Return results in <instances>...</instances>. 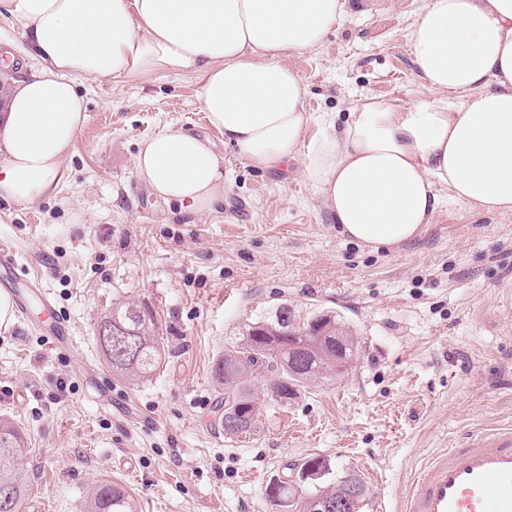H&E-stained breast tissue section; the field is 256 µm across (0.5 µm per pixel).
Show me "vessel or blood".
<instances>
[{"label":"vessel or blood","mask_w":512,"mask_h":512,"mask_svg":"<svg viewBox=\"0 0 512 512\" xmlns=\"http://www.w3.org/2000/svg\"><path fill=\"white\" fill-rule=\"evenodd\" d=\"M0 270L12 282L6 293L16 316L28 317L30 304L38 303L56 347L72 348L71 329L56 316L47 291L19 270L14 249L2 242ZM402 512H512V427L473 432L461 447L435 456Z\"/></svg>","instance_id":"vessel-or-blood-1"}]
</instances>
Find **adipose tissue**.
<instances>
[{
  "mask_svg": "<svg viewBox=\"0 0 512 512\" xmlns=\"http://www.w3.org/2000/svg\"><path fill=\"white\" fill-rule=\"evenodd\" d=\"M343 0H0L42 67L0 117V197L56 194L85 120L76 78L123 84L201 74L208 124L259 169L301 157L339 232L364 247L419 238L437 187L487 213L512 212V0H425L410 33L422 98L366 96L314 137L303 77L287 55L317 49ZM138 178L158 198L205 214L224 195L209 139L170 124L144 139Z\"/></svg>",
  "mask_w": 512,
  "mask_h": 512,
  "instance_id": "obj_1",
  "label": "adipose tissue"
}]
</instances>
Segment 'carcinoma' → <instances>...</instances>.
Segmentation results:
<instances>
[{
  "instance_id": "cac0c4a2",
  "label": "carcinoma",
  "mask_w": 512,
  "mask_h": 512,
  "mask_svg": "<svg viewBox=\"0 0 512 512\" xmlns=\"http://www.w3.org/2000/svg\"><path fill=\"white\" fill-rule=\"evenodd\" d=\"M101 324L122 330L112 337V353L106 359L112 371L127 378H144L155 371L162 359L153 314L134 301L118 303ZM360 340L336 313L322 311L303 316L282 303L274 312L248 325L242 339L224 350L213 364L214 377L224 384L218 401L224 433H247L256 427L260 398L254 381H266L267 398L288 405L302 389L319 380L348 373L357 357ZM24 448L22 430L10 419L0 418V512H22L27 479L20 467ZM291 479L275 478L267 494L286 512H292L299 488L311 485L303 512H315L321 502L344 493L339 478H333L327 459L310 457L294 466ZM87 512H134L130 496L122 488L100 482L91 492Z\"/></svg>"
}]
</instances>
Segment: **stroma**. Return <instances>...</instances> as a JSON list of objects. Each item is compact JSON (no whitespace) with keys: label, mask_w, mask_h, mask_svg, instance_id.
<instances>
[{"label":"stroma","mask_w":512,"mask_h":512,"mask_svg":"<svg viewBox=\"0 0 512 512\" xmlns=\"http://www.w3.org/2000/svg\"><path fill=\"white\" fill-rule=\"evenodd\" d=\"M423 4L346 6L318 49L288 58L308 83L310 134L319 118L343 123L361 96L421 97L409 32ZM0 44L17 59L9 82L40 67L4 18ZM201 86L193 73L78 80L86 120L57 194L35 207L0 199V240L75 338L63 354L23 319L0 331V417L25 433V512H82L101 480L135 512H282L269 480L313 456L364 480V512H398L433 453L512 426V213L479 212L441 186L420 238L365 249L339 233L299 160L260 171L226 145L202 118ZM170 123L224 156V198L207 214L155 198L136 175L141 140ZM122 301L151 309L165 347L145 380L114 375L97 341ZM282 302L336 312L361 339L358 358L227 435L213 363ZM89 366L111 377V396Z\"/></svg>","instance_id":"obj_1"}]
</instances>
